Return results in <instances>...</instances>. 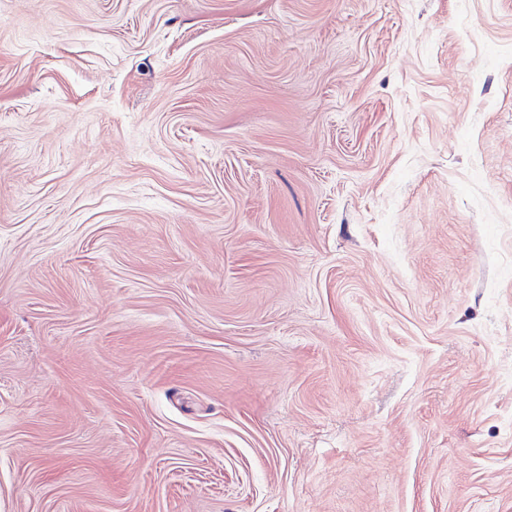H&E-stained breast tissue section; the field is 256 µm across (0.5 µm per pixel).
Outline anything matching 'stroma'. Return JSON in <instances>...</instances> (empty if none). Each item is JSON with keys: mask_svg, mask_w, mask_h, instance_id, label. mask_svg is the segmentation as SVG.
<instances>
[{"mask_svg": "<svg viewBox=\"0 0 512 512\" xmlns=\"http://www.w3.org/2000/svg\"><path fill=\"white\" fill-rule=\"evenodd\" d=\"M0 512H512V0H0Z\"/></svg>", "mask_w": 512, "mask_h": 512, "instance_id": "1", "label": "stroma"}]
</instances>
